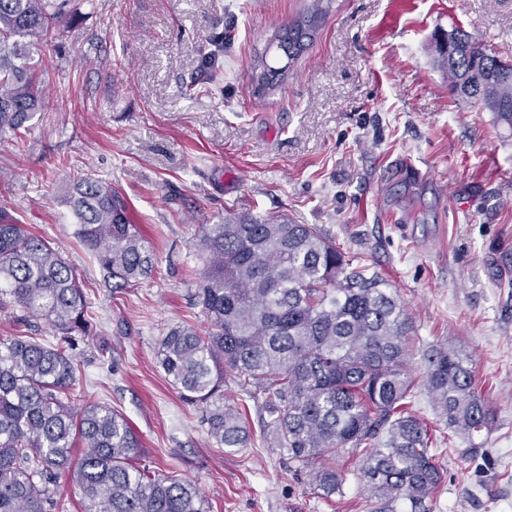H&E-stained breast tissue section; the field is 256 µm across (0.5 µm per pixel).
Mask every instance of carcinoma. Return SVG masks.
Returning a JSON list of instances; mask_svg holds the SVG:
<instances>
[{"label":"carcinoma","mask_w":512,"mask_h":512,"mask_svg":"<svg viewBox=\"0 0 512 512\" xmlns=\"http://www.w3.org/2000/svg\"><path fill=\"white\" fill-rule=\"evenodd\" d=\"M321 0L288 24L291 39ZM75 0H0V133L28 129L47 110L49 68L34 53L64 23ZM448 88L459 79L474 99L512 127V60L480 54L456 30ZM77 237L116 289L138 288L155 272L152 245L129 220L112 186L83 178L69 201ZM195 305L207 327L175 325L157 348L159 366L183 400L204 408L208 437L244 448L241 408L224 402V380L263 395L264 427L314 492H343L340 464L361 451L364 486L387 512L402 500L428 512L442 482L430 426L410 410L424 390L448 436L490 428L493 410L460 352L419 345L405 305L369 269L345 255L315 224L239 218L204 224ZM17 306L50 321L57 342L0 339V512H56L59 475L78 487L84 512H206L199 490L137 466L141 443L112 406L80 402L75 336L91 335L87 297L61 253L0 206V308Z\"/></svg>","instance_id":"obj_1"}]
</instances>
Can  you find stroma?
Returning <instances> with one entry per match:
<instances>
[{"label":"stroma","instance_id":"stroma-1","mask_svg":"<svg viewBox=\"0 0 512 512\" xmlns=\"http://www.w3.org/2000/svg\"><path fill=\"white\" fill-rule=\"evenodd\" d=\"M315 0H79V21L44 44L50 111L0 136V185L16 219L58 247L96 332L79 338L78 393L118 409L150 471L194 484L210 512H371L354 454L342 495L298 477L263 431L262 398L234 379L248 447L208 438L157 362L193 293L201 225L253 215L315 224L405 304L421 343L462 350L494 410L489 431L439 441L430 512H512V128L450 94L441 33L460 28L512 58V0H324L294 61L282 29ZM232 38L219 71L202 60ZM285 67L261 91L264 65ZM110 182L152 244L156 277L116 291L77 240L78 178Z\"/></svg>","mask_w":512,"mask_h":512}]
</instances>
